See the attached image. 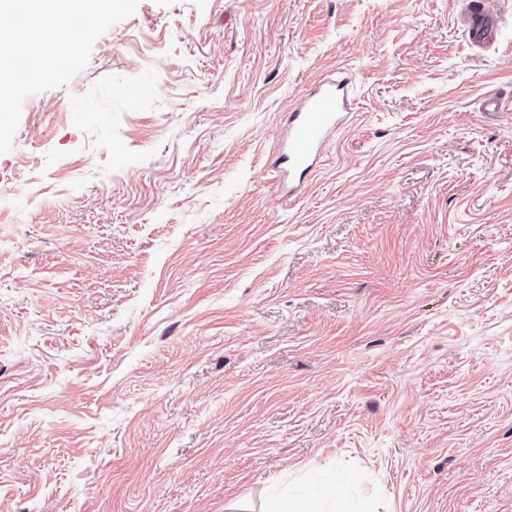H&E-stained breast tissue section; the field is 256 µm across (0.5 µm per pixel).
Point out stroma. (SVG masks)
<instances>
[{
	"mask_svg": "<svg viewBox=\"0 0 512 512\" xmlns=\"http://www.w3.org/2000/svg\"><path fill=\"white\" fill-rule=\"evenodd\" d=\"M140 0L0 154V512H512V0ZM348 79L299 196L289 111ZM461 22L470 40L473 43L483 44L489 43L493 38L498 19L491 13L468 5L461 15ZM326 506L323 507L322 504ZM269 512H373L369 506L353 511L342 488L334 485L321 487L319 499L313 496L291 497L284 494L273 502V508Z\"/></svg>",
	"mask_w": 512,
	"mask_h": 512,
	"instance_id": "35a3bbf8",
	"label": "stroma"
}]
</instances>
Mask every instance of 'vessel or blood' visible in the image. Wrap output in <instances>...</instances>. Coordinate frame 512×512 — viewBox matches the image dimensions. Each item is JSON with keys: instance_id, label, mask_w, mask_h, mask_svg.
Listing matches in <instances>:
<instances>
[{"instance_id": "vessel-or-blood-1", "label": "vessel or blood", "mask_w": 512, "mask_h": 512, "mask_svg": "<svg viewBox=\"0 0 512 512\" xmlns=\"http://www.w3.org/2000/svg\"><path fill=\"white\" fill-rule=\"evenodd\" d=\"M461 22L470 40L483 44L493 38L498 20L491 13L469 6ZM344 106V88L336 80L321 82L302 97L289 112L285 132L276 142L272 169L287 175L289 182L303 183L330 135L340 128Z\"/></svg>"}]
</instances>
